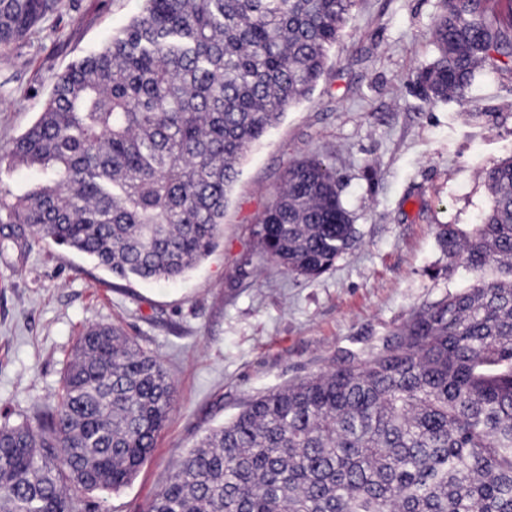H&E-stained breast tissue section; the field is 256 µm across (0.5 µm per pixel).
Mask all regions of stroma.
Here are the masks:
<instances>
[{
	"instance_id": "obj_1",
	"label": "stroma",
	"mask_w": 512,
	"mask_h": 512,
	"mask_svg": "<svg viewBox=\"0 0 512 512\" xmlns=\"http://www.w3.org/2000/svg\"><path fill=\"white\" fill-rule=\"evenodd\" d=\"M142 0H60L0 57V145L22 134L73 62L100 50ZM444 0H359L311 95L242 160L216 250L175 282L117 280L54 243L0 224V425L53 400L81 333L108 323L164 365L176 401L153 452L119 492L79 512H147L177 463L251 399L379 351L427 305L474 283L436 241L490 196L480 177L512 156V71L476 74L462 101L416 93ZM336 169L356 230L314 279L263 258L256 218L294 159Z\"/></svg>"
}]
</instances>
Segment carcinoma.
Listing matches in <instances>:
<instances>
[{"label": "carcinoma", "instance_id": "carcinoma-1", "mask_svg": "<svg viewBox=\"0 0 512 512\" xmlns=\"http://www.w3.org/2000/svg\"><path fill=\"white\" fill-rule=\"evenodd\" d=\"M356 0H143L105 47L63 72L0 152L38 169L0 183V224L72 249L120 280L181 278L216 247L240 159L324 73ZM59 0H0V50ZM430 100L512 65V22L445 0ZM490 204L450 260L481 281L432 303L387 348L253 399L175 467L149 512H512V156L482 172ZM264 256L316 278L354 234L335 168L289 163L257 219ZM175 388L110 324L79 338L61 396L0 426V512H76L71 490L117 492L155 448ZM37 172L25 166L0 169V180L19 194H22L37 179Z\"/></svg>", "mask_w": 512, "mask_h": 512}]
</instances>
